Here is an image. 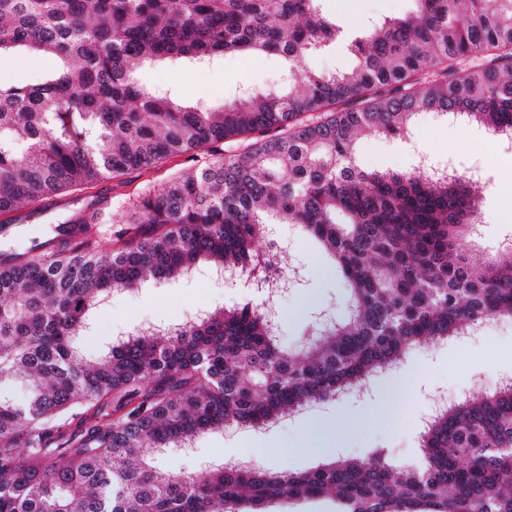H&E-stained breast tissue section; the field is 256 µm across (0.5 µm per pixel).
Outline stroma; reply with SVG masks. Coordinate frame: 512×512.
<instances>
[{
	"mask_svg": "<svg viewBox=\"0 0 512 512\" xmlns=\"http://www.w3.org/2000/svg\"><path fill=\"white\" fill-rule=\"evenodd\" d=\"M325 11L349 29L368 20L402 15L410 0H323ZM48 56L15 53L0 57V83L30 84L53 69ZM141 80L170 88L189 103H208L230 96L236 88L268 91L279 88L283 62L279 56L261 59L227 55L210 64L166 61L136 67ZM233 146L218 143L207 150L169 158L156 169L134 171L84 191L53 199L43 209L27 206L16 213L7 233H0V252L23 251L54 237L56 226L97 207L115 217L97 227L102 240H118L126 227L121 219L132 212L142 195L160 191L175 175L224 158ZM435 166L451 165L457 173L481 167L487 181L484 222L463 247L479 264L499 244L512 237V142L493 136L486 127L465 117L420 116L409 140L362 135L356 160L365 168L412 172L419 160ZM288 250L280 255L283 270L301 267L305 282L274 301L280 319V341L300 343L301 332L317 312L344 317L345 285L335 277L317 247L296 225L280 227ZM248 288L218 278L208 261H200L185 276L166 282L147 280L132 291L112 293L88 313L89 341L81 343L85 358L93 359L111 346L117 334L150 323L160 334L193 316L213 313L251 297ZM512 373V322L498 320L487 328H471L462 335L409 352L390 370L375 376L365 396L347 394L320 405L304 407L263 429H238L202 436L188 448L152 453L161 475L191 472L198 475L230 459L247 460L270 470L304 471L328 456L363 457L385 449L399 464L417 465L421 418L428 411V393H447L449 402L469 394L489 393L500 375Z\"/></svg>",
	"mask_w": 512,
	"mask_h": 512,
	"instance_id": "1",
	"label": "stroma"
}]
</instances>
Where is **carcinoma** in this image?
Segmentation results:
<instances>
[{"label":"carcinoma","mask_w":512,"mask_h":512,"mask_svg":"<svg viewBox=\"0 0 512 512\" xmlns=\"http://www.w3.org/2000/svg\"><path fill=\"white\" fill-rule=\"evenodd\" d=\"M323 0H0V54L57 68L0 84V215L221 141L236 153L144 195L113 248L0 253V512H266L336 497L338 512H512V384L430 420L422 463L382 449L313 469L225 464L159 477L150 448L192 445L224 424L262 428L364 387L412 349L490 318L512 319V246L481 264L462 240L482 223L467 177L420 176L355 159L363 132L406 134L422 113H462L512 140V0H413L356 31L350 70L306 59L341 28ZM278 54L282 86L186 105L133 64ZM297 225L332 258L346 316L296 347L259 305H232L167 338L142 331L100 359L74 339L111 291L173 279L207 260L249 274L267 218Z\"/></svg>","instance_id":"carcinoma-1"}]
</instances>
